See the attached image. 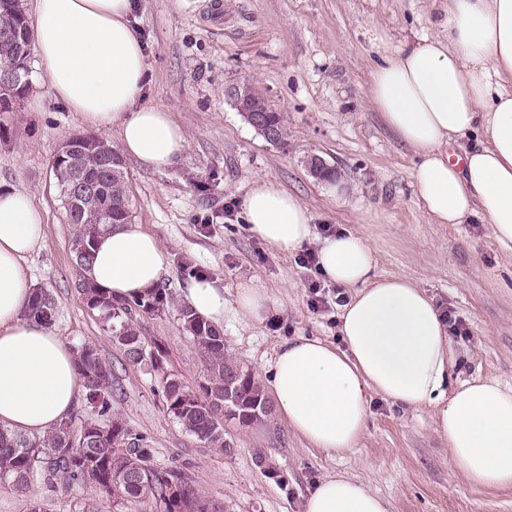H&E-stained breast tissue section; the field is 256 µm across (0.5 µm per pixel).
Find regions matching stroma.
I'll use <instances>...</instances> for the list:
<instances>
[{"instance_id":"stroma-1","label":"stroma","mask_w":512,"mask_h":512,"mask_svg":"<svg viewBox=\"0 0 512 512\" xmlns=\"http://www.w3.org/2000/svg\"><path fill=\"white\" fill-rule=\"evenodd\" d=\"M130 21L145 50L144 102L167 108L185 133L180 160L162 170L127 162L132 220L159 241L167 260L160 287L170 304L141 315L148 344L190 386L200 379L197 351L182 330L179 309L193 279L207 277L233 297L254 282L274 301L263 321L223 324L233 359L267 380L278 344L296 336L338 342L337 286L300 267L252 234L242 204L253 179L279 183L315 216L314 233H361L377 250V271L418 279L438 306L460 323L452 337L457 364L450 384L494 377L512 385V258L502 255L488 225L436 224L413 186L414 158L386 128L368 99L370 72L382 54L373 39L384 29L391 48L431 33L440 0H133ZM32 88L10 113L0 140V188L28 193L45 216V236L28 256L34 285L57 305L53 331L70 347L96 345L111 363L123 351L104 334L76 288L62 197L51 164L67 136L88 132L78 113L56 101L30 59ZM248 81L283 112L288 146L279 148L250 126L224 97ZM322 158L344 181L338 200L322 196L309 168ZM320 282L332 306L316 312L309 286ZM113 411L145 436L153 462L182 467L227 512H305L324 476L344 472L388 497L392 512H512V489L470 486L451 467L447 444L427 409H404L373 397L364 437L329 454L307 447L275 414L251 426L227 423L234 448L222 454L186 433L168 415L149 369L126 365ZM53 512H112L85 489L36 481L29 497L0 489V512H27L29 500Z\"/></svg>"}]
</instances>
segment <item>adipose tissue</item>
I'll use <instances>...</instances> for the list:
<instances>
[{
	"label": "adipose tissue",
	"instance_id": "obj_1",
	"mask_svg": "<svg viewBox=\"0 0 512 512\" xmlns=\"http://www.w3.org/2000/svg\"><path fill=\"white\" fill-rule=\"evenodd\" d=\"M39 58L55 100L92 127L115 125L123 154L160 170L186 149L182 128L159 105L142 104L144 47L130 0H29ZM438 35L385 56L369 97L386 127L414 154L412 177L438 224L480 218L512 256V0H444ZM477 134L461 162L451 143ZM250 231L285 254L317 241L321 270L346 291L340 343L299 336L281 342L267 392L277 417L325 452L354 448L372 396L430 409L451 466L472 486L512 488V386L494 378L449 385L455 363L448 325L413 277L381 275L376 250L357 232L315 239L314 216L278 183L257 178L243 202ZM44 239V219L26 192L0 190V426L40 436L65 419L83 394L74 350L26 316L34 292L28 255ZM166 269L142 225L119 224L97 240L87 278L116 301L150 298ZM185 301L221 324L262 321L272 299L243 284L225 298L215 282L193 281ZM390 502L345 474L310 493L305 512H390Z\"/></svg>",
	"mask_w": 512,
	"mask_h": 512
}]
</instances>
